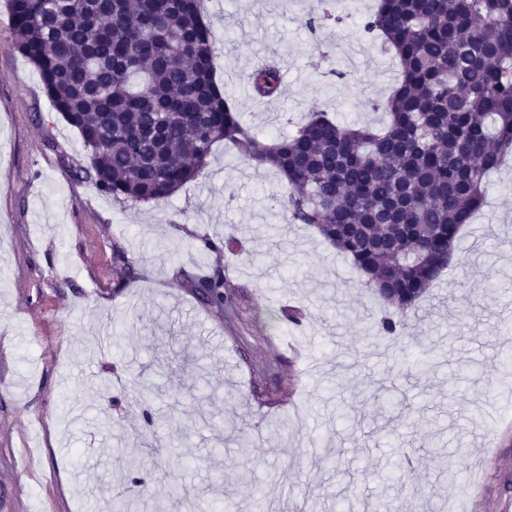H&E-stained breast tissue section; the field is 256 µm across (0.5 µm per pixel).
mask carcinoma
I'll use <instances>...</instances> for the list:
<instances>
[{
	"label": "carcinoma",
	"mask_w": 512,
	"mask_h": 512,
	"mask_svg": "<svg viewBox=\"0 0 512 512\" xmlns=\"http://www.w3.org/2000/svg\"><path fill=\"white\" fill-rule=\"evenodd\" d=\"M15 49L82 139L72 168L121 203H164L205 167L213 146L236 147L254 169L287 180L289 221L316 228L348 257L363 285L399 313L414 307L450 263L461 227L485 204L487 176L512 152V0H379L364 24L398 59L400 81L379 131L313 112L295 134L255 137L213 76V31L199 0H5ZM335 15L318 0L305 25ZM274 99V61L249 75ZM112 248L115 286L133 276ZM185 286L212 313L228 307L216 268ZM390 314L376 323L393 337ZM115 512L146 509L134 488L140 460Z\"/></svg>",
	"instance_id": "1"
}]
</instances>
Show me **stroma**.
Here are the masks:
<instances>
[{
  "mask_svg": "<svg viewBox=\"0 0 512 512\" xmlns=\"http://www.w3.org/2000/svg\"><path fill=\"white\" fill-rule=\"evenodd\" d=\"M377 3L333 0L342 23L312 32L315 0H201L216 80L253 134L291 135L320 111L383 127L399 67L363 30ZM273 59L281 96L244 93ZM84 159L0 4V512H112L96 486H126L119 442L142 459L143 500L164 512H183L178 487L201 493L198 512L227 500L257 512L269 484L284 512L512 504V159L395 344L377 335L383 308L351 261L288 223L287 185L234 148L216 143L161 205L75 180ZM229 233L234 250L207 248ZM116 245L135 260L120 288ZM208 267L224 273L223 319L182 286ZM402 351L433 355L432 371L396 365ZM140 368L148 388L133 394L124 379Z\"/></svg>",
  "mask_w": 512,
  "mask_h": 512,
  "instance_id": "stroma-1",
  "label": "stroma"
}]
</instances>
